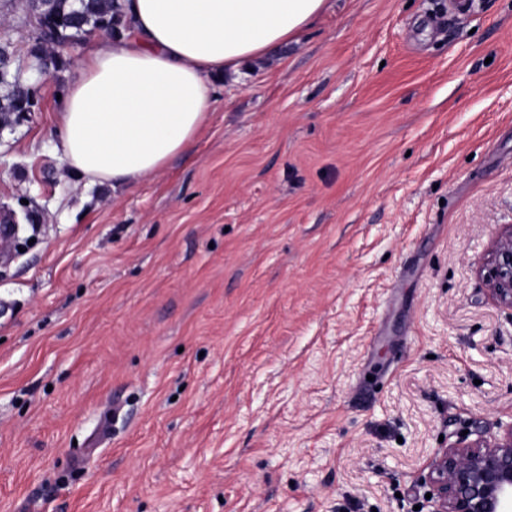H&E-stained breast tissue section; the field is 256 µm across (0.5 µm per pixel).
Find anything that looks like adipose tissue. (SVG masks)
Returning <instances> with one entry per match:
<instances>
[{
    "label": "adipose tissue",
    "mask_w": 512,
    "mask_h": 512,
    "mask_svg": "<svg viewBox=\"0 0 512 512\" xmlns=\"http://www.w3.org/2000/svg\"><path fill=\"white\" fill-rule=\"evenodd\" d=\"M124 28L79 60L57 120L61 160L116 186L159 174L198 138L214 78L295 38L328 0H121Z\"/></svg>",
    "instance_id": "obj_1"
}]
</instances>
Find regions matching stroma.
Here are the masks:
<instances>
[{"mask_svg": "<svg viewBox=\"0 0 512 512\" xmlns=\"http://www.w3.org/2000/svg\"><path fill=\"white\" fill-rule=\"evenodd\" d=\"M0 0V45L33 44ZM59 49L0 128V512H414L461 432L512 421V0H331L160 174L59 160ZM492 298L512 308V225L498 233L490 250V260L482 270Z\"/></svg>", "mask_w": 512, "mask_h": 512, "instance_id": "obj_1", "label": "stroma"}]
</instances>
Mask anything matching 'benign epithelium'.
Segmentation results:
<instances>
[{"label": "benign epithelium", "mask_w": 512, "mask_h": 512, "mask_svg": "<svg viewBox=\"0 0 512 512\" xmlns=\"http://www.w3.org/2000/svg\"><path fill=\"white\" fill-rule=\"evenodd\" d=\"M492 298L512 308V225L498 233L483 269ZM421 486L429 512H512V421L491 439L462 438L435 453Z\"/></svg>", "instance_id": "benign-epithelium-1"}]
</instances>
